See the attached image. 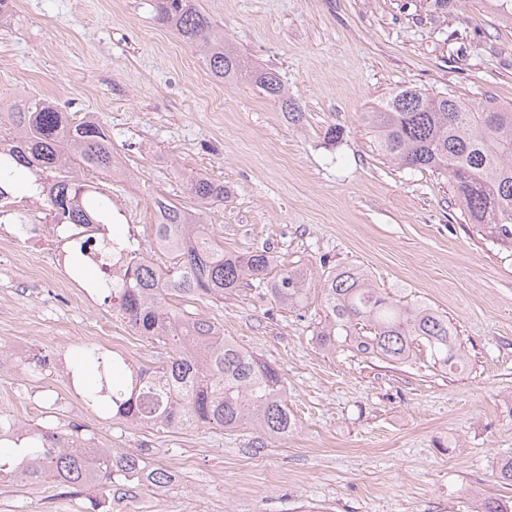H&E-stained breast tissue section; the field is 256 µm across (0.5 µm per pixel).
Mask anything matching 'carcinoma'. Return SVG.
Wrapping results in <instances>:
<instances>
[{"instance_id":"1","label":"carcinoma","mask_w":512,"mask_h":512,"mask_svg":"<svg viewBox=\"0 0 512 512\" xmlns=\"http://www.w3.org/2000/svg\"><path fill=\"white\" fill-rule=\"evenodd\" d=\"M153 8L161 24L198 50L215 79L248 81L281 111H297L279 74L249 63L226 44L196 0H153ZM363 121L379 155L447 178L469 223L498 245L512 247V106L402 86L364 113ZM2 125L10 132H0V183L17 170L28 172L45 202V223L72 225L76 252L88 251L93 239L84 237L82 226L112 223V196L103 181L112 179L119 161L109 129L100 121H77L36 95L1 107ZM186 192L196 202L194 211L163 194L152 198L162 218L155 236L167 242L170 264L162 267L129 249L122 277L102 282L112 311L169 355L156 370L141 369L127 378L123 354L81 351V369L99 377V385L87 389L88 402L137 426L248 428L267 441H286L297 422L278 370L193 306L222 299L252 280L265 286L275 304L297 311L309 299V274L298 266L277 267L268 251L224 250L201 219L205 210L224 202V183L196 173L186 180ZM321 305L324 318L315 339L324 350L336 349V337L342 336L368 358L406 363L414 346L422 345L434 367L456 374L468 364L448 316L424 303L397 304L359 267L330 271ZM0 440L12 443L0 452V475L10 481L51 478L66 488L91 491L92 512L112 504L116 487L128 484L143 465L138 455L99 446L78 427L58 433L0 416Z\"/></svg>"}]
</instances>
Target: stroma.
I'll list each match as a JSON object with an SVG mask.
<instances>
[{
    "label": "stroma",
    "mask_w": 512,
    "mask_h": 512,
    "mask_svg": "<svg viewBox=\"0 0 512 512\" xmlns=\"http://www.w3.org/2000/svg\"><path fill=\"white\" fill-rule=\"evenodd\" d=\"M249 60L280 74L292 120L246 82L215 80L155 20L149 0H14L0 22V101H53L95 114L122 167L110 183L115 228L153 256L151 198L187 202L184 181H222L205 216L230 252L270 249L310 274L296 312L240 284L200 305L225 335L284 380L299 420L283 442L218 426L133 427L73 386L75 354L117 336L134 367L167 350L122 322L106 292L62 285L56 246L20 243L0 223V346L23 354L0 372V415L66 433L82 427L137 453L172 481L141 485L112 512H479L512 499L497 471L512 458V248L454 204L444 177L378 156L363 112L407 85L512 105V23L489 0H197ZM341 130L329 139V128ZM358 266L403 305L446 313L470 358L450 375L317 347L327 271ZM86 493L53 480L0 483V512H86Z\"/></svg>",
    "instance_id": "obj_1"
}]
</instances>
